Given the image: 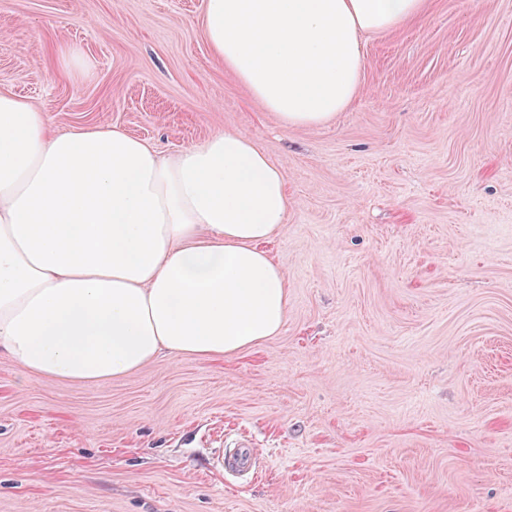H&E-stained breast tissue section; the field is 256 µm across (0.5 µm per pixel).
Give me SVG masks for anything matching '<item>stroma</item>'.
<instances>
[{"mask_svg":"<svg viewBox=\"0 0 512 512\" xmlns=\"http://www.w3.org/2000/svg\"><path fill=\"white\" fill-rule=\"evenodd\" d=\"M202 0H0V88L165 156L235 130L285 175L277 336L98 383L0 357V512H512V0L361 36L352 104L284 127ZM248 440L252 472L218 459Z\"/></svg>","mask_w":512,"mask_h":512,"instance_id":"1","label":"stroma"}]
</instances>
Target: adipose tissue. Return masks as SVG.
Wrapping results in <instances>:
<instances>
[{"label": "adipose tissue", "instance_id": "obj_1", "mask_svg": "<svg viewBox=\"0 0 512 512\" xmlns=\"http://www.w3.org/2000/svg\"><path fill=\"white\" fill-rule=\"evenodd\" d=\"M424 0H202L222 61L287 127L354 100L360 32ZM288 215L283 172L244 133L162 157L112 125L55 133L0 90V355L77 383L126 376L161 353L214 360L276 335L288 281L263 250Z\"/></svg>", "mask_w": 512, "mask_h": 512}]
</instances>
